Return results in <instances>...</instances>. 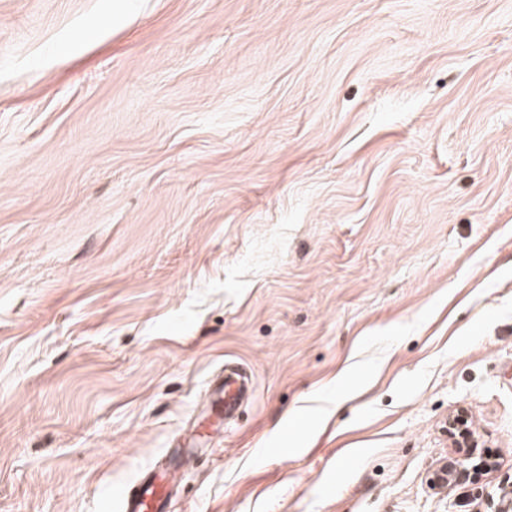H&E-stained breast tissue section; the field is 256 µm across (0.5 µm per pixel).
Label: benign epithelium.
I'll list each match as a JSON object with an SVG mask.
<instances>
[{
  "label": "benign epithelium",
  "instance_id": "7a95c632",
  "mask_svg": "<svg viewBox=\"0 0 512 512\" xmlns=\"http://www.w3.org/2000/svg\"><path fill=\"white\" fill-rule=\"evenodd\" d=\"M469 414L460 408L448 416V458L431 473L429 485L465 486L471 495L483 494L482 477L497 468L496 459L489 457L480 448V441L467 426Z\"/></svg>",
  "mask_w": 512,
  "mask_h": 512
}]
</instances>
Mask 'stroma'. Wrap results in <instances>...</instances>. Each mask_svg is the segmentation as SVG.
Wrapping results in <instances>:
<instances>
[{"label":"stroma","instance_id":"35a3bbf8","mask_svg":"<svg viewBox=\"0 0 512 512\" xmlns=\"http://www.w3.org/2000/svg\"><path fill=\"white\" fill-rule=\"evenodd\" d=\"M189 446L169 512H501L512 0H0V512ZM248 389V377L240 372L237 365L227 362L224 368V377L215 383L213 390V394L219 396L213 409L215 418L224 419V422L228 420L243 398L247 396ZM470 419L465 408H459L448 416V442L450 451L448 458L431 473L429 485L465 486L472 496L483 494L482 477L485 473L495 470L496 459L488 457L480 448V441L467 426Z\"/></svg>","mask_w":512,"mask_h":512}]
</instances>
